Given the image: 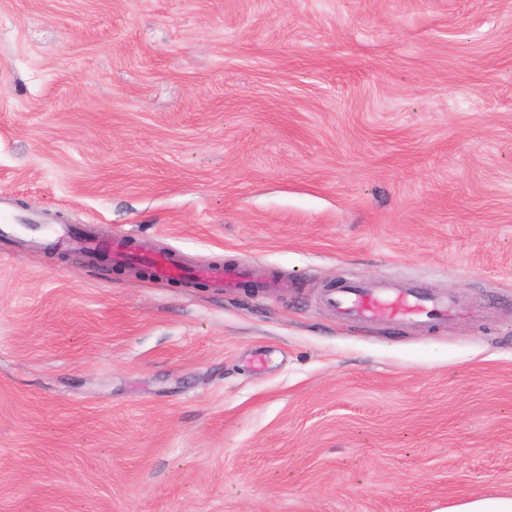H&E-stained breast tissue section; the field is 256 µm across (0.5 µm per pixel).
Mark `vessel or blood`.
Segmentation results:
<instances>
[{
	"label": "vessel or blood",
	"instance_id": "obj_1",
	"mask_svg": "<svg viewBox=\"0 0 512 512\" xmlns=\"http://www.w3.org/2000/svg\"><path fill=\"white\" fill-rule=\"evenodd\" d=\"M54 235L63 243L98 253L108 260L133 261L129 249L119 241L99 238L92 230L75 232L67 227L54 228ZM145 265L154 277L171 281L187 277L209 282L215 287H239L249 277L247 266L189 267L178 258L167 255L144 256ZM323 300L333 310L357 320L371 321L384 318H403L421 324L446 321L452 313L447 300L412 288H384L374 283H350L326 289Z\"/></svg>",
	"mask_w": 512,
	"mask_h": 512
}]
</instances>
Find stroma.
<instances>
[{"label":"stroma","mask_w":512,"mask_h":512,"mask_svg":"<svg viewBox=\"0 0 512 512\" xmlns=\"http://www.w3.org/2000/svg\"><path fill=\"white\" fill-rule=\"evenodd\" d=\"M0 193L278 283L0 238V512L512 494V0H0ZM347 280L457 314L351 322ZM153 272L154 277L171 281L187 277L207 281L215 287L227 290L238 288L249 278L248 266L238 265L230 267L204 266L191 268L175 256L147 255L140 257Z\"/></svg>","instance_id":"35a3bbf8"}]
</instances>
